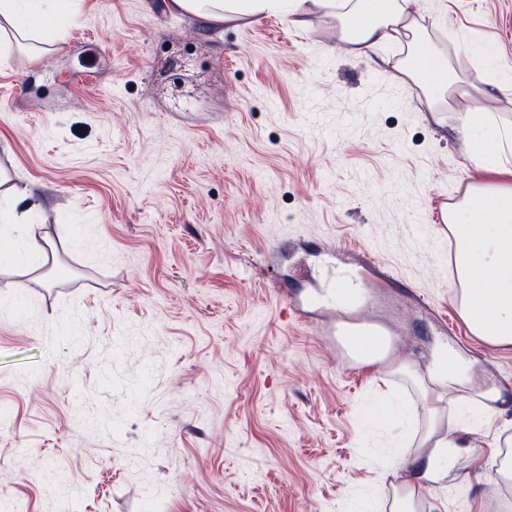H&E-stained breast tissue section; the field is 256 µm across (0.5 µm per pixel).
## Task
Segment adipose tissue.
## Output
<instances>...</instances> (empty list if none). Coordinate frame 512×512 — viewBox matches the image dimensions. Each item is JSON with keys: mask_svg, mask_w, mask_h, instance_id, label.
Returning a JSON list of instances; mask_svg holds the SVG:
<instances>
[{"mask_svg": "<svg viewBox=\"0 0 512 512\" xmlns=\"http://www.w3.org/2000/svg\"><path fill=\"white\" fill-rule=\"evenodd\" d=\"M171 8L215 24L288 10L297 27H304L310 7L335 17L338 39L346 50L372 59L388 42H405L407 55L392 64L391 81L416 86L430 115L441 109L456 114L455 131L465 145V156L478 175L461 202L448 212V230L456 242L454 268L462 285L457 300L460 319L484 344L512 347V125L494 126L483 106V88L494 85L512 91L498 70L487 72L481 83L470 82L424 36L414 0H169ZM11 31L16 46L45 42V27L24 20L20 0H0V31ZM22 206L11 209L8 226L28 242L40 259L52 245L29 214L42 201L27 191ZM437 368L455 390V403L487 416L512 408V400L492 382L475 378L453 356L442 357Z\"/></svg>", "mask_w": 512, "mask_h": 512, "instance_id": "adipose-tissue-1", "label": "adipose tissue"}]
</instances>
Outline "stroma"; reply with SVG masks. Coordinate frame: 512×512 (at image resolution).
Masks as SVG:
<instances>
[{
	"mask_svg": "<svg viewBox=\"0 0 512 512\" xmlns=\"http://www.w3.org/2000/svg\"><path fill=\"white\" fill-rule=\"evenodd\" d=\"M49 51L0 52V198L28 187L59 266L0 249V512H393L423 409L395 363L461 353L512 394V348L458 316L438 218L475 182L455 119L282 11L216 25L169 0H47ZM428 40L512 64V0H418ZM195 46L198 107L155 76ZM93 67H86L87 57ZM360 280L357 319L393 334L366 366L307 298ZM506 417L420 490L422 512H502Z\"/></svg>",
	"mask_w": 512,
	"mask_h": 512,
	"instance_id": "obj_1",
	"label": "stroma"
}]
</instances>
